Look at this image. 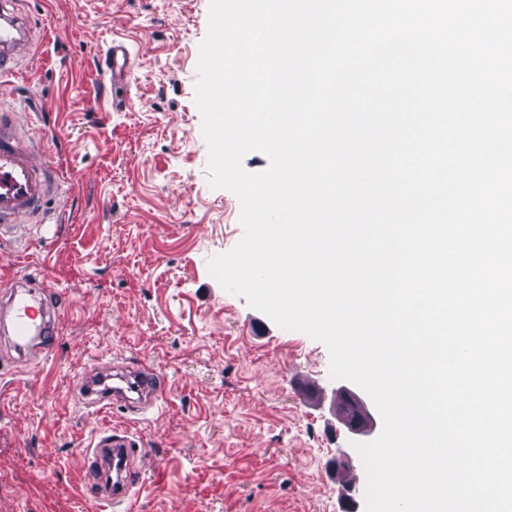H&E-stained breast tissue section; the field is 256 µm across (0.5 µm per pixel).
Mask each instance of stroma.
<instances>
[{"mask_svg":"<svg viewBox=\"0 0 512 512\" xmlns=\"http://www.w3.org/2000/svg\"><path fill=\"white\" fill-rule=\"evenodd\" d=\"M210 0H23L36 45L0 76V107L43 140L64 184L46 224L0 235V276L54 270L65 292L52 354L19 355L0 335V512H92L86 451L123 429L145 450L134 495L113 512H346L364 484L337 475L355 442L334 414L352 389L331 378L326 346L279 327L209 273L243 238L241 205L208 178L195 103L197 48ZM123 40L127 100L97 77ZM116 361L165 376L154 409L95 412L83 377Z\"/></svg>","mask_w":512,"mask_h":512,"instance_id":"obj_1","label":"stroma"}]
</instances>
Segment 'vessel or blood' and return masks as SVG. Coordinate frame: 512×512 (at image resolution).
Returning a JSON list of instances; mask_svg holds the SVG:
<instances>
[{
	"label": "vessel or blood",
	"instance_id": "vessel-or-blood-1",
	"mask_svg": "<svg viewBox=\"0 0 512 512\" xmlns=\"http://www.w3.org/2000/svg\"><path fill=\"white\" fill-rule=\"evenodd\" d=\"M14 0H0V74L20 60L23 48L31 46L33 24L30 16L15 8ZM100 73L103 82L119 87L132 70L130 54L121 41H113L103 58ZM34 148L22 143L11 113L0 114V224H12L21 218L38 214L45 207L58 185L54 172L34 161ZM0 301L11 314L10 330L16 342L36 336L44 341V349H52L59 329L60 305L56 298L32 289L28 278L22 277L0 290ZM162 394L159 375L149 368L112 366V385L108 388H84L87 407L103 410L117 400L137 404L140 410L153 408ZM135 438L124 431H112L96 436L88 449L89 479L98 487V505L125 503L134 486L139 450ZM112 456L122 465V474L104 484L98 466L103 456Z\"/></svg>",
	"mask_w": 512,
	"mask_h": 512
}]
</instances>
